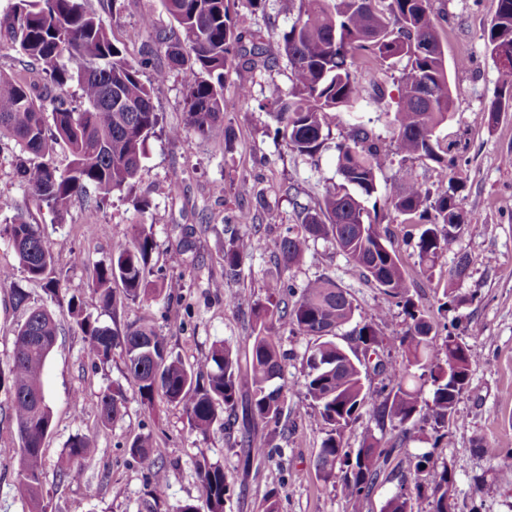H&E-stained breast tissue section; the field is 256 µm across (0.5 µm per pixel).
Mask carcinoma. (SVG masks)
<instances>
[{"label":"carcinoma","mask_w":512,"mask_h":512,"mask_svg":"<svg viewBox=\"0 0 512 512\" xmlns=\"http://www.w3.org/2000/svg\"><path fill=\"white\" fill-rule=\"evenodd\" d=\"M291 24L281 36V49L291 67V87L285 91L272 83L260 107L275 117L274 137L300 156L315 158L330 131V119L352 110L362 97L361 73L383 71L405 58L401 95L390 126L399 153L438 158L436 135L453 109L448 66L439 39L432 0H286ZM173 22L172 31L158 42L169 61L182 71L185 87V128L173 127L169 137L184 131L208 137L224 126V70L238 59L269 66L270 58L254 45L255 34L238 27L229 15L227 0H160ZM111 21L90 6V0H15L0 15V35L24 58L23 68L0 71V139L15 142L20 154L15 169L30 200L0 205L15 210L11 223L0 228L10 241L19 265L34 281L43 282L46 293L63 301L62 272L34 221L29 203L62 215L76 198L90 188L99 209L115 193H132L138 179L147 141L160 126L153 104L152 85L142 80L149 59L132 61L112 40L111 22L120 15L119 0H111ZM485 50L494 59L512 57V0H497V9L485 39ZM37 72L51 94H33L28 73ZM503 88L490 106L477 114V122L499 119L501 102L512 100V71L505 72ZM77 82L80 96L67 93ZM63 147L69 161L57 165L56 147ZM337 167L344 183L328 184L315 205L296 204L300 223L276 244L275 266L281 273L299 264L312 241L322 239L335 246L386 296L396 300L409 318L399 340L400 359L381 367L384 384L373 392L365 387L366 366L353 348L361 343L376 348L383 343L378 332L385 310L374 311L369 321L356 326L351 344L336 342V330L355 313L351 295L328 276L307 280L294 287L278 276L267 282V296L251 306L250 333L245 343L250 352L251 391L240 394L239 366L229 345L219 341L195 366H186L169 349L167 339L147 324L123 329L99 324L77 297L66 300L67 310L84 338L87 357L107 361L120 346L124 362L144 405L154 398L182 406L190 430L207 437L219 427H239L244 435L261 425L270 433L285 430L288 406L282 378L284 355L280 333L312 339L308 349L303 389L308 405L330 427L316 457V468L327 479L337 478L349 506L359 512L381 471L394 459L409 435V425L422 410L433 423L436 436L455 420V406L469 382L474 363L466 343L449 332L436 341L435 325L413 299L414 279L404 270L386 243V231L377 208L367 209L361 197L378 192L377 176L393 164L366 125L352 124L336 143ZM398 189L385 197L384 207L401 217V223L420 226L417 247L419 265L434 267L445 252L450 236L440 228L467 215L458 193L465 185L463 171L454 170L447 187L431 190L403 171ZM357 190L353 194L347 186ZM128 241L112 248L106 261L94 266L89 288L99 306L117 312L128 303H148L160 297L182 299L178 281L165 278L154 258L153 225L134 224ZM260 224L245 231L233 228L224 249V279L213 287L240 279L246 259L265 250ZM11 289L14 308L24 321L13 330V346L6 363H0V391L4 392L14 429L12 445L4 453L18 463V490L29 512H48L43 497L44 440L53 415L43 385L46 360L55 346L58 325L53 314L31 301L14 285L8 269H0V287ZM428 378L434 391L421 401L411 378ZM125 401L121 388L100 396L99 419L108 426L119 416ZM379 428L399 429L398 440L388 443L368 434L353 451L343 441L345 429L361 414ZM97 451L95 440L76 436L69 443L59 467L72 480L83 476V466ZM130 454L154 469L147 498L140 512H160L166 495V478L155 468L163 449L152 435H139ZM416 472L428 475L427 483L402 487L386 502L383 512H411L415 494L429 500L430 512H448V488L453 473L422 455ZM197 474L207 512H224L230 486L224 467L198 464Z\"/></svg>","instance_id":"carcinoma-1"}]
</instances>
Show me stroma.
Instances as JSON below:
<instances>
[{
	"label": "stroma",
	"instance_id": "1",
	"mask_svg": "<svg viewBox=\"0 0 512 512\" xmlns=\"http://www.w3.org/2000/svg\"><path fill=\"white\" fill-rule=\"evenodd\" d=\"M122 13L112 25V38L129 58L145 53L153 58L143 73L153 79L156 71L167 78L153 90V103L167 128L184 125L185 88L181 72L157 51L155 32L172 26L159 0H121ZM446 9L447 22L440 36L449 64L448 74L454 112L437 130L440 160L425 156L395 158L392 167L378 176L376 200H384L398 178L399 169L412 172L420 182L438 187L446 180L443 160H456L466 173L461 205L469 223L452 230L451 241L435 266L421 271L415 241L403 240L399 225H392V247L405 270L417 283L415 301L425 315L434 317L442 301L441 288L448 279L457 254H468L467 277L455 284L457 299L448 307V317L474 355L469 383L456 404L457 420L448 427L447 438L433 437L425 414H417L408 442L398 457L385 467L362 512H382L387 500L401 484L413 483L416 456L426 454L438 463H448L454 475L453 494L457 512H512V484H496L504 464L502 451L512 444V167L503 159L512 155V112L502 113L494 125L475 123V113L487 107L500 92L504 77L485 52L483 34L489 27L497 0H435ZM230 12L239 26L255 31L258 44L276 57L274 67L234 64L224 74V123L234 132L232 141L217 136L203 139L187 134L174 140L166 130L151 137L136 183V196L147 199L150 208L142 217L154 231L159 264L166 276L181 279L182 299L166 302L130 303L118 315L99 310L88 284L94 266L107 260L115 241L127 238L135 222L132 199L113 195L107 206L89 215L88 198L76 199L69 213L59 217L48 209L35 211L57 265L66 280V292L86 301L89 311L102 325L147 323L166 337L169 347L185 365H195L218 341L230 343L239 364L242 392H249L248 351L243 338L249 333L252 301L265 299L268 274L274 264L269 252L246 260L240 280L215 289L224 276L223 220L251 218L262 221L261 205L277 204L280 221L264 226L269 246L275 245L298 215L281 186H298L301 202H313L323 193L325 182H340L335 144L346 134L347 113H339L315 159L297 156L274 138L275 122L269 112L259 110L269 84L289 88L290 68L279 54L283 30L288 25L284 0H266L260 8L248 0H230ZM152 14L154 27L141 24ZM469 59L467 68H456L458 59ZM249 89L251 104L238 102L241 89ZM223 193H216V186ZM135 196V197H136ZM191 239L190 261L180 259L182 242ZM82 251L85 264L75 265L71 254ZM14 269V280L32 301L44 305L60 323V335L44 368L43 382L53 412V427L45 439L43 495L52 512H137L146 497L150 473L128 447L138 435L153 433L163 448L168 476L165 506L174 512L181 504L203 505L197 463L205 459L223 466L233 485L230 512H261L263 499L276 492L279 512H347L339 486L324 480L316 469L318 449L328 431L319 413L306 407L302 384L307 368L310 340L283 335L286 354L283 382L289 387L284 419L287 436H269L256 431L258 439L270 440L276 451L259 466L242 464L238 433L217 429L208 437L192 434L181 407L156 398L153 408L144 406L126 375L121 349L110 361L92 363L84 351L83 337L72 324L66 308L30 281L19 268L7 238L0 237V266ZM328 276L346 289L356 311L354 322L364 321L374 308H388L380 329L386 337L403 334L408 322L401 308L389 306L383 293L367 281L345 256L324 241L311 243L302 262L288 274L290 283ZM122 388L125 403L110 426L98 418V402L104 391ZM93 437L96 454L86 462L82 480L60 477L58 463L71 439ZM494 483L493 491L479 490L477 480Z\"/></svg>",
	"mask_w": 512,
	"mask_h": 512
}]
</instances>
